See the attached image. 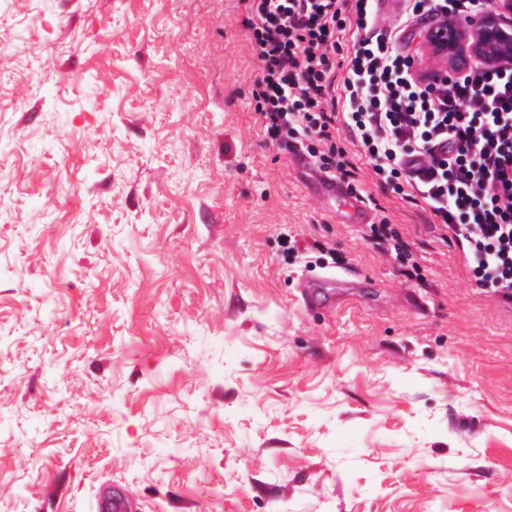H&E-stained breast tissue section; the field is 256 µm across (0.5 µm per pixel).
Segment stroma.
<instances>
[{"label":"stroma","instance_id":"35a3bbf8","mask_svg":"<svg viewBox=\"0 0 512 512\" xmlns=\"http://www.w3.org/2000/svg\"><path fill=\"white\" fill-rule=\"evenodd\" d=\"M243 17L0 8V512H512V299L344 131L414 263L308 194ZM331 272L363 285L308 310ZM321 279L305 277L301 283V293L305 303L315 308H333L336 306V293H324L318 288ZM131 499L120 490H107L96 499V512H128L131 510Z\"/></svg>","mask_w":512,"mask_h":512}]
</instances>
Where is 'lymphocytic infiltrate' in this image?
<instances>
[{"label": "lymphocytic infiltrate", "mask_w": 512, "mask_h": 512, "mask_svg": "<svg viewBox=\"0 0 512 512\" xmlns=\"http://www.w3.org/2000/svg\"><path fill=\"white\" fill-rule=\"evenodd\" d=\"M266 136L325 174L354 168L344 129L385 193L420 201L461 245L475 283L512 297V64L432 76L404 51L417 24L467 21L494 0H242ZM346 53L344 70L336 56Z\"/></svg>", "instance_id": "lymphocytic-infiltrate-1"}]
</instances>
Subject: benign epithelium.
Wrapping results in <instances>:
<instances>
[{
  "label": "benign epithelium",
  "instance_id": "obj_1",
  "mask_svg": "<svg viewBox=\"0 0 512 512\" xmlns=\"http://www.w3.org/2000/svg\"><path fill=\"white\" fill-rule=\"evenodd\" d=\"M512 15V0H497L495 8L468 25H442L425 35L432 71L444 73L452 65L482 58L505 65L512 61V36L502 28L505 15Z\"/></svg>",
  "mask_w": 512,
  "mask_h": 512
}]
</instances>
